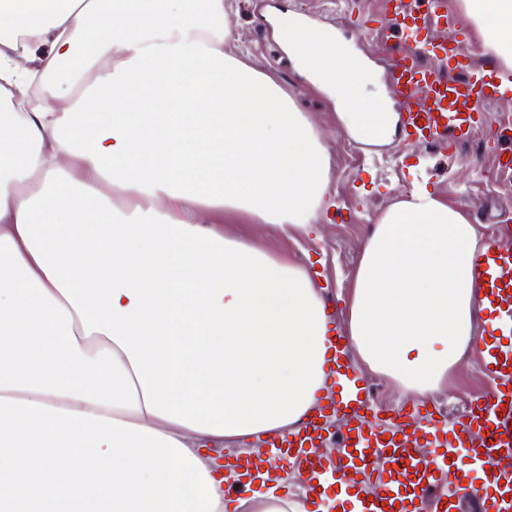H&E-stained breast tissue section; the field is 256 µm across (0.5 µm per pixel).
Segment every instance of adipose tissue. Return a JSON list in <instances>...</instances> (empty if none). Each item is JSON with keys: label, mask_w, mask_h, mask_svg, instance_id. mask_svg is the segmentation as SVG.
Segmentation results:
<instances>
[{"label": "adipose tissue", "mask_w": 512, "mask_h": 512, "mask_svg": "<svg viewBox=\"0 0 512 512\" xmlns=\"http://www.w3.org/2000/svg\"><path fill=\"white\" fill-rule=\"evenodd\" d=\"M464 10L512 67V0ZM265 18L352 139L395 134L345 39ZM228 35L224 0H0V512H224L225 442L320 402L335 324L314 275L219 220L310 229L330 157ZM478 246L424 187L382 215L346 322L369 369L441 389L477 340Z\"/></svg>", "instance_id": "obj_1"}]
</instances>
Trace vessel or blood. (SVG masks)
Returning <instances> with one entry per match:
<instances>
[{
	"label": "vessel or blood",
	"instance_id": "obj_1",
	"mask_svg": "<svg viewBox=\"0 0 512 512\" xmlns=\"http://www.w3.org/2000/svg\"><path fill=\"white\" fill-rule=\"evenodd\" d=\"M385 30L420 34L415 46L397 45L390 52L389 88L414 141L455 148L471 136L476 116L489 104L512 100V71L494 55H475L465 46L434 40L440 26L458 25L448 0H389ZM497 174L512 179V122L497 130ZM475 287L489 315L480 363L492 380V393L473 400L454 432L423 404L381 413L367 384L326 398L298 429L284 436L260 437L261 453L224 458V470L240 490L253 484L281 490L279 466L304 476L306 499L322 500L328 482L354 498L357 512H458L462 500L476 502L480 512H512V223L498 221L479 249L473 268ZM333 370L355 376L343 334L335 336ZM341 415L344 430L338 457L321 446L329 420ZM441 496H432L436 486Z\"/></svg>",
	"mask_w": 512,
	"mask_h": 512
}]
</instances>
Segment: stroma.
I'll list each match as a JSON object with an SVG mask.
<instances>
[{
    "label": "stroma",
    "instance_id": "35a3bbf8",
    "mask_svg": "<svg viewBox=\"0 0 512 512\" xmlns=\"http://www.w3.org/2000/svg\"><path fill=\"white\" fill-rule=\"evenodd\" d=\"M269 0H224V19L233 37L225 48L258 70L273 75L297 108L322 135L332 161L330 186L333 208L319 219L320 238L295 232L280 234L269 224L238 217L223 220L226 236L254 240L269 254L309 267L325 297L337 311H345L354 272L366 239L380 217L396 202L407 199L416 185L424 184L477 224L489 236L492 219L512 217V184L495 175L494 129L512 117V102L488 106L467 142L439 156L398 136L383 145H363L337 125L334 103L295 70L270 31L261 24ZM289 10L306 13L316 22L338 26L357 51L380 60L386 37L381 30L366 29L364 19L377 18L384 0H288ZM491 390L479 368L478 351H469L449 375L432 403L446 412L447 429L456 428L469 402Z\"/></svg>",
    "mask_w": 512,
    "mask_h": 512
}]
</instances>
